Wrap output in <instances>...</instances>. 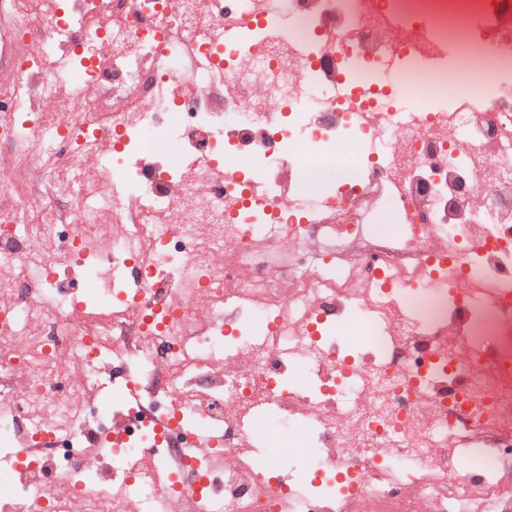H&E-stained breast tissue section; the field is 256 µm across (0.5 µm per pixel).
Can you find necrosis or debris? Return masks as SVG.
<instances>
[{"instance_id":"necrosis-or-debris-1","label":"necrosis or debris","mask_w":512,"mask_h":512,"mask_svg":"<svg viewBox=\"0 0 512 512\" xmlns=\"http://www.w3.org/2000/svg\"><path fill=\"white\" fill-rule=\"evenodd\" d=\"M0 512H512V0H11Z\"/></svg>"}]
</instances>
